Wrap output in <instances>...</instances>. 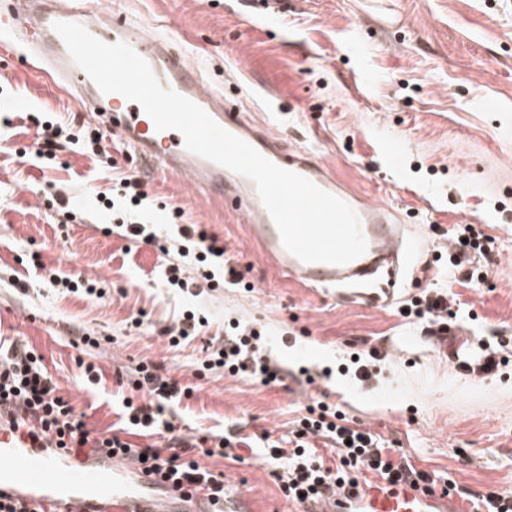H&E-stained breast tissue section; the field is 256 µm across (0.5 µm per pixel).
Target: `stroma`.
Listing matches in <instances>:
<instances>
[{
    "label": "stroma",
    "instance_id": "35a3bbf8",
    "mask_svg": "<svg viewBox=\"0 0 512 512\" xmlns=\"http://www.w3.org/2000/svg\"><path fill=\"white\" fill-rule=\"evenodd\" d=\"M166 33L199 65L207 87L223 92L284 144L333 165L354 190L399 210L416 226L419 250L402 298L448 283L435 257L446 239L433 226L481 225L495 239L485 284L454 285L476 313L441 348L404 323L396 306L377 307L305 288L277 275L246 225L215 196L192 192L185 177L136 161L154 201L148 213L167 234L164 206L188 224L223 238L227 255L253 290L232 285L194 296L165 287L164 255L128 248L111 209L98 198L112 170L78 153L58 152L53 168L34 154L35 128L18 110L48 112L81 129L92 118L76 92L35 72L22 38L0 47V336H17L43 355L59 393L89 429L119 421L121 368L151 363L192 385L175 425L204 436L235 427L242 435L286 436L310 397L328 393L358 423L398 442L413 464L477 496L512 490V366L480 380L463 375L453 353L463 340L494 333L512 356V7L504 0H95ZM65 191L79 220L52 223L51 204ZM71 278L110 283L102 299L61 294L34 260ZM184 309L210 327L170 348L158 330ZM145 311L152 329H131ZM254 325L268 353L290 371L335 366L355 348L396 345L379 382L359 386L333 375L309 386H262L220 372L198 373L210 337L233 321ZM84 336L108 337L95 354L100 384L85 385L77 364ZM241 462L207 459L230 488L247 491L254 512H293L276 475L287 461L240 448Z\"/></svg>",
    "mask_w": 512,
    "mask_h": 512
}]
</instances>
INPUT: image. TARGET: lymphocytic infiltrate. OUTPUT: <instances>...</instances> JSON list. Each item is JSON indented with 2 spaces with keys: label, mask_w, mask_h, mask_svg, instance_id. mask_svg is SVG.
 Returning a JSON list of instances; mask_svg holds the SVG:
<instances>
[{
  "label": "lymphocytic infiltrate",
  "mask_w": 512,
  "mask_h": 512,
  "mask_svg": "<svg viewBox=\"0 0 512 512\" xmlns=\"http://www.w3.org/2000/svg\"><path fill=\"white\" fill-rule=\"evenodd\" d=\"M113 204L126 207L127 213L118 234L132 243L159 245L170 255L165 285L188 291L194 288L214 289L223 277L240 283L241 275L228 268L226 249L216 233L202 224H184L183 212L168 209L167 223L176 227L172 237L162 239L155 227L143 221L152 201L143 189L142 180L133 174L121 177L111 187ZM448 272L460 274L463 283H483L486 266L474 263V256H489L495 240L481 225L457 224L448 232ZM458 299L447 288H425L407 299L404 319L421 324L431 340L445 344L448 329L455 322ZM502 337H478L476 358L457 360L456 366L474 377L494 376L507 360L501 354ZM204 370L223 369L226 375L242 377L264 386L282 384L288 372L265 352L260 331L253 326L225 334L213 346L202 363ZM133 383L135 392L146 391L147 398L135 401L133 395L122 401L121 424L110 432L96 436L83 416L77 415L68 400L60 396L48 373L43 358L20 339L0 336V404L15 407L35 421L41 435L59 448H106L123 455L147 474H159L175 487L183 484L206 486L210 500L223 505L227 490L223 473L209 469L201 457L219 456L239 461L238 447L261 444L267 458L287 459L288 470L280 477L284 497L293 504L322 495L335 487L351 483L371 473L380 478L409 480L428 488L454 490L452 481L438 482L434 474L416 469L409 454L389 444L385 438L348 417L339 405L322 399L312 400L295 422L288 440L272 439L263 432L259 440L233 432L203 437H175L169 416L176 402L190 396L192 387L172 376H161L156 366L139 364ZM324 440L329 452H317V440Z\"/></svg>",
  "instance_id": "f902f5d3"
}]
</instances>
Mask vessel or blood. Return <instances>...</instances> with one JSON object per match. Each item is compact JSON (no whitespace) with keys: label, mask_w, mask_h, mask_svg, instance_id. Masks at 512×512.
Returning <instances> with one entry per match:
<instances>
[{"label":"vessel or blood","mask_w":512,"mask_h":512,"mask_svg":"<svg viewBox=\"0 0 512 512\" xmlns=\"http://www.w3.org/2000/svg\"><path fill=\"white\" fill-rule=\"evenodd\" d=\"M57 22L81 24L106 43H126L149 63L163 87L196 103L275 165L344 201L359 219L366 251L344 265L306 263L290 254L250 179L189 151L179 132L156 131L138 103L101 93L72 60L53 28ZM26 31L29 46L51 62L45 71L49 80L77 90L83 108L102 117L105 132L118 136L138 157L158 163L161 171L186 175L193 191L221 195L246 219L250 239L278 275L307 288L350 290L377 306L390 305L398 295L411 244L391 210L350 191L325 162L283 147L270 129L246 121L223 94L205 87L200 68L174 52L167 35L145 34L117 13L99 17L87 0L45 13L40 22L27 23ZM13 417V411L0 408V501L21 503L27 512H208L209 498L199 488H174L161 476L146 475L104 451L76 456L51 447L37 429L15 425ZM301 512H461V501L407 481L374 477L309 501Z\"/></svg>","instance_id":"b4317fda"}]
</instances>
